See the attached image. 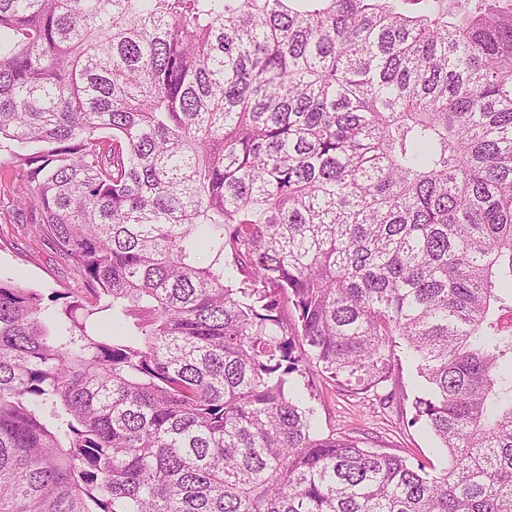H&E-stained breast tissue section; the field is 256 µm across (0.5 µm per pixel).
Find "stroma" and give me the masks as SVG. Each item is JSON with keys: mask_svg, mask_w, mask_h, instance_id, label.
I'll use <instances>...</instances> for the list:
<instances>
[{"mask_svg": "<svg viewBox=\"0 0 512 512\" xmlns=\"http://www.w3.org/2000/svg\"><path fill=\"white\" fill-rule=\"evenodd\" d=\"M19 170L7 152L0 151V277L44 293L80 294L81 282L60 260L50 257L32 220L31 203L17 190ZM407 400L384 405L372 395L341 391L318 383L308 404L318 428L326 434L381 440L387 451L408 462L438 465L435 442L424 423H412L411 399L421 382L410 359L402 361Z\"/></svg>", "mask_w": 512, "mask_h": 512, "instance_id": "obj_1", "label": "stroma"}]
</instances>
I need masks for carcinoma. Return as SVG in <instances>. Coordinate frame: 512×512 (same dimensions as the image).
Wrapping results in <instances>:
<instances>
[{"instance_id":"cac0c4a2","label":"carcinoma","mask_w":512,"mask_h":512,"mask_svg":"<svg viewBox=\"0 0 512 512\" xmlns=\"http://www.w3.org/2000/svg\"><path fill=\"white\" fill-rule=\"evenodd\" d=\"M2 140L0 512H512V0H0ZM404 356L436 474L286 388ZM11 162L9 154L0 151V276L46 295H82L78 277L62 261L49 257L37 221L31 218V202L17 191L20 171Z\"/></svg>"}]
</instances>
